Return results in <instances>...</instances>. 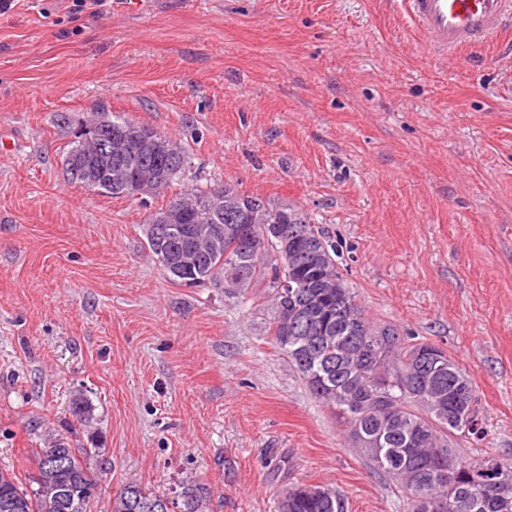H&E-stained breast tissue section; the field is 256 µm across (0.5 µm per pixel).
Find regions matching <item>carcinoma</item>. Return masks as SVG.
I'll return each mask as SVG.
<instances>
[{"label": "carcinoma", "mask_w": 512, "mask_h": 512, "mask_svg": "<svg viewBox=\"0 0 512 512\" xmlns=\"http://www.w3.org/2000/svg\"><path fill=\"white\" fill-rule=\"evenodd\" d=\"M135 121L124 115H109L110 128L98 132L108 140L112 130L129 128ZM212 188L195 187L171 198L182 205L180 224L189 229L186 239L167 243L156 250L151 239L147 249L160 266L166 253L184 249L200 263L199 281L194 287L221 285L225 277L238 275L235 236L216 231L227 225L224 213L209 209ZM293 215L294 224H312L325 245L320 266L332 274L328 288H301L311 297L305 317L283 322L279 305L280 279L293 274L308 256L294 251L285 261L277 239L246 265L241 288L259 278L269 279L273 289V316L269 325L272 342L282 350L311 394L331 407L349 426L350 437L359 451L406 498L410 512H512V486L483 482L484 458H465L453 443L476 441L483 436L475 380L448 354L436 369L434 381L443 393V404L423 393L411 382L417 377L418 354L438 352L441 347L429 342L407 341L388 324L372 321L358 301L356 292L337 269L336 244L325 229L305 210L294 205L266 202L254 216L258 235L270 224L281 221L283 211ZM382 355L372 360L364 355L365 342ZM70 454L67 468L60 471L58 490H43L37 480L45 459L55 452ZM35 472L23 484L17 476L0 469V512H89L98 497V482L88 466L94 456L90 448H72L57 438L43 448L33 449ZM306 484L290 483L281 493L280 512H348L349 503L338 488L315 486L320 495L306 492ZM208 489L192 482L174 497L153 491L136 481L123 485L111 503L110 512H198V503L207 499Z\"/></svg>", "instance_id": "obj_1"}]
</instances>
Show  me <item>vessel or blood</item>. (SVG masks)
Here are the masks:
<instances>
[{
	"mask_svg": "<svg viewBox=\"0 0 512 512\" xmlns=\"http://www.w3.org/2000/svg\"><path fill=\"white\" fill-rule=\"evenodd\" d=\"M400 5L444 58L496 41L512 23V0H400Z\"/></svg>",
	"mask_w": 512,
	"mask_h": 512,
	"instance_id": "b4317fda",
	"label": "vessel or blood"
}]
</instances>
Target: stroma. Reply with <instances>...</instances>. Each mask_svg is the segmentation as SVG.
Returning a JSON list of instances; mask_svg holds the SVG:
<instances>
[{
	"label": "stroma",
	"instance_id": "35a3bbf8",
	"mask_svg": "<svg viewBox=\"0 0 512 512\" xmlns=\"http://www.w3.org/2000/svg\"><path fill=\"white\" fill-rule=\"evenodd\" d=\"M70 2L0 14V467L27 478L49 432L98 449L92 512L131 480L197 481L208 512H277L297 481L408 512L272 344L265 282L187 288L150 258V213L226 183L313 214L368 315L475 379L464 455L512 461V32L443 59L394 0ZM97 109L181 142L184 179L66 181Z\"/></svg>",
	"mask_w": 512,
	"mask_h": 512
}]
</instances>
